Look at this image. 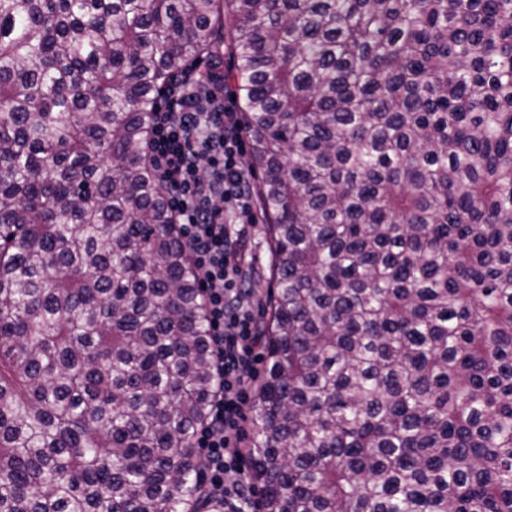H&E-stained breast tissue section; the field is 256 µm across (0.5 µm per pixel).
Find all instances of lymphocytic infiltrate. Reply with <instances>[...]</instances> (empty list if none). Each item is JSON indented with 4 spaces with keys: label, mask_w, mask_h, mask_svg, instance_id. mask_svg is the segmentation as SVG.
<instances>
[{
    "label": "lymphocytic infiltrate",
    "mask_w": 512,
    "mask_h": 512,
    "mask_svg": "<svg viewBox=\"0 0 512 512\" xmlns=\"http://www.w3.org/2000/svg\"><path fill=\"white\" fill-rule=\"evenodd\" d=\"M223 75L190 60L160 91L147 144L154 176L188 248L209 319L217 389L196 434L210 512H258L241 446L247 389L256 376L261 299L247 273L256 224L243 128Z\"/></svg>",
    "instance_id": "obj_1"
}]
</instances>
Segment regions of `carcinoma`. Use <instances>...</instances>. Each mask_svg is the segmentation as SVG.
I'll list each match as a JSON object with an SVG mask.
<instances>
[{
	"label": "carcinoma",
	"mask_w": 512,
	"mask_h": 512,
	"mask_svg": "<svg viewBox=\"0 0 512 512\" xmlns=\"http://www.w3.org/2000/svg\"><path fill=\"white\" fill-rule=\"evenodd\" d=\"M226 53L263 512H512V0H0V512H202L212 354L147 133Z\"/></svg>",
	"instance_id": "obj_1"
}]
</instances>
